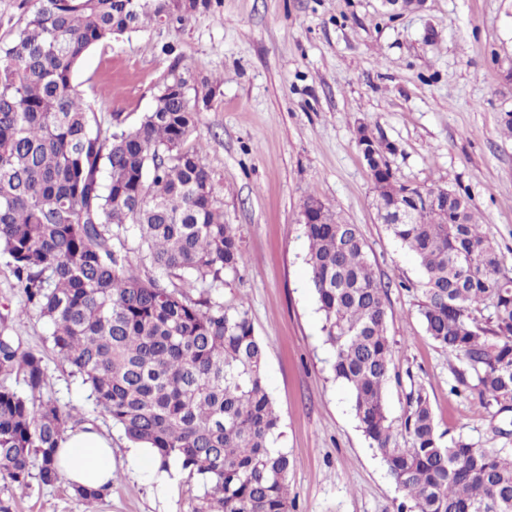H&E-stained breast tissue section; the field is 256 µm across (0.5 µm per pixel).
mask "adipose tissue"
<instances>
[{"label":"adipose tissue","instance_id":"1","mask_svg":"<svg viewBox=\"0 0 512 512\" xmlns=\"http://www.w3.org/2000/svg\"><path fill=\"white\" fill-rule=\"evenodd\" d=\"M59 471L72 484L100 488L111 485L112 443L94 430L68 432L58 451Z\"/></svg>","mask_w":512,"mask_h":512}]
</instances>
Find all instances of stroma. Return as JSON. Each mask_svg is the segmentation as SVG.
<instances>
[{"mask_svg": "<svg viewBox=\"0 0 512 512\" xmlns=\"http://www.w3.org/2000/svg\"><path fill=\"white\" fill-rule=\"evenodd\" d=\"M208 105L197 130L206 163L243 252L226 274L225 306L244 307L266 346L268 389L280 416L279 447L293 468L295 512H409L352 411L349 388L330 369L323 316L310 288L303 203L316 196L358 225L388 291L387 334L397 344L385 389L401 422L412 387L428 392L438 432L512 448V423L453 392L457 362L426 333L418 315L424 277L376 209V192L357 142L365 126L391 144L396 179L465 193L512 270V137L498 118L512 112V0H424L397 16L381 0H207L184 25L145 23L95 45L73 84L113 127H134L153 104L175 57ZM0 257V315L24 349L43 356L47 393L80 408L112 440V486L98 512H190L202 493L181 471L159 491L126 469L129 440L96 408L80 378L52 348V327L17 303ZM11 512H86L67 482L1 485Z\"/></svg>", "mask_w": 512, "mask_h": 512, "instance_id": "stroma-1", "label": "stroma"}]
</instances>
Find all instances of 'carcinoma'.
<instances>
[{
    "mask_svg": "<svg viewBox=\"0 0 512 512\" xmlns=\"http://www.w3.org/2000/svg\"><path fill=\"white\" fill-rule=\"evenodd\" d=\"M199 0H18V26L0 44V256L20 297L52 325L53 348L94 403L161 468L200 477L192 512H289L288 452L274 447L280 416L265 377L266 346L244 308L224 306V273L243 260L224 223L196 132L200 100L179 65L129 130L103 123L73 85L94 45L156 20L183 22ZM365 160L378 208H410L441 187L390 182ZM387 229L424 274L425 331L461 363L453 390L492 415H512V272L475 220L469 197ZM307 264L334 377L352 392L359 428L411 512H512V448L443 441L423 387L404 421L387 415L395 368L387 291L357 225L327 207L305 225ZM140 254V264L129 259ZM23 376L27 391L8 384ZM43 357L0 322V481L61 476L57 450L81 412L44 396ZM96 512L107 488L73 487Z\"/></svg>",
    "mask_w": 512,
    "mask_h": 512,
    "instance_id": "1",
    "label": "carcinoma"
}]
</instances>
